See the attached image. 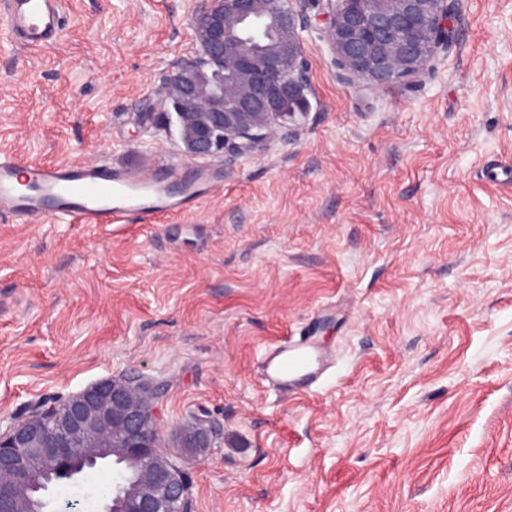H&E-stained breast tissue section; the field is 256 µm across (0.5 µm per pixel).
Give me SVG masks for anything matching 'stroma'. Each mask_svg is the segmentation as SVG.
<instances>
[{
    "instance_id": "obj_1",
    "label": "stroma",
    "mask_w": 512,
    "mask_h": 512,
    "mask_svg": "<svg viewBox=\"0 0 512 512\" xmlns=\"http://www.w3.org/2000/svg\"><path fill=\"white\" fill-rule=\"evenodd\" d=\"M204 5L67 0L54 48L0 41V153L190 170L145 115ZM307 16L306 115L214 157L197 216L0 220V421L134 376L195 512H512V189L484 177L512 167V0H455L448 51L376 92ZM287 335L330 356L312 391L261 379ZM194 418L213 437L190 457ZM118 471L46 512H103Z\"/></svg>"
}]
</instances>
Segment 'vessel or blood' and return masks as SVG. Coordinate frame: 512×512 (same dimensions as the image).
Here are the masks:
<instances>
[{
    "label": "vessel or blood",
    "instance_id": "1",
    "mask_svg": "<svg viewBox=\"0 0 512 512\" xmlns=\"http://www.w3.org/2000/svg\"><path fill=\"white\" fill-rule=\"evenodd\" d=\"M64 2L0 0L10 41L30 50L55 46ZM223 183L214 166L175 178L160 161L132 171L104 161L43 164L0 153V218L17 224H152L162 215L194 210ZM321 363L308 338L286 336L266 355L262 379L282 393L308 391L322 376Z\"/></svg>",
    "mask_w": 512,
    "mask_h": 512
}]
</instances>
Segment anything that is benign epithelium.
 <instances>
[{"label": "benign epithelium", "mask_w": 512, "mask_h": 512, "mask_svg": "<svg viewBox=\"0 0 512 512\" xmlns=\"http://www.w3.org/2000/svg\"><path fill=\"white\" fill-rule=\"evenodd\" d=\"M209 0L195 22L202 55L176 69L164 91L175 94L181 114L192 118L183 152L233 158L278 136L304 114L307 68L302 32L305 6L319 7L321 36L334 65L351 85L380 89L422 73L453 42L452 0ZM232 65L223 89L209 85L198 65ZM156 414L134 380H101L68 398L46 399L0 430V512H14L15 498L30 492L36 504L44 472L37 462L70 459L76 445L90 461L117 454L143 460L140 489L132 497L115 486L106 512H193L188 473L158 448ZM206 425L180 431L183 448H206Z\"/></svg>", "instance_id": "7a95c632"}]
</instances>
